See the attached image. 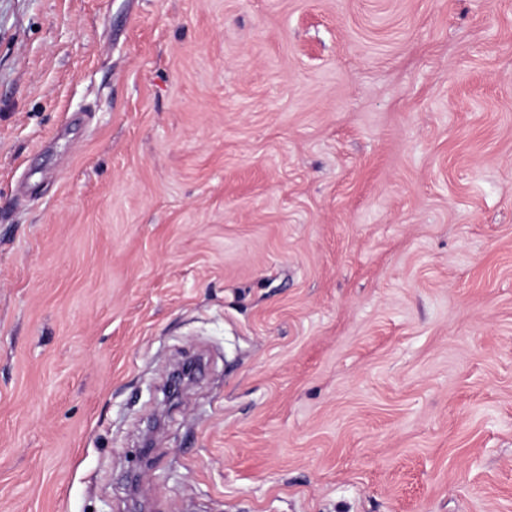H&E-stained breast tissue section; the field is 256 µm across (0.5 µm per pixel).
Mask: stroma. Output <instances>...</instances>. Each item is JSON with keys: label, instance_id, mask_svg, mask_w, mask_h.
Here are the masks:
<instances>
[{"label": "stroma", "instance_id": "stroma-1", "mask_svg": "<svg viewBox=\"0 0 512 512\" xmlns=\"http://www.w3.org/2000/svg\"><path fill=\"white\" fill-rule=\"evenodd\" d=\"M0 512H512V0H0Z\"/></svg>", "mask_w": 512, "mask_h": 512}]
</instances>
